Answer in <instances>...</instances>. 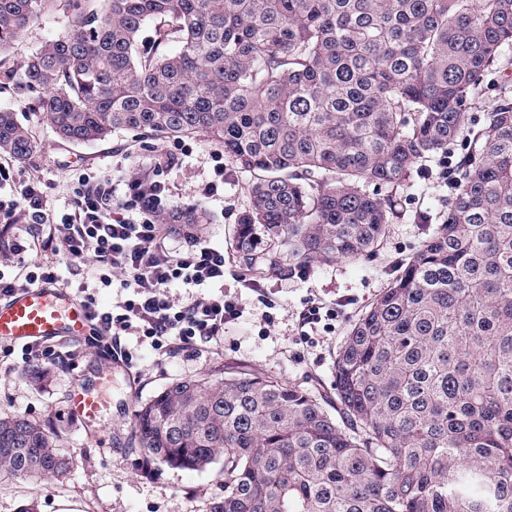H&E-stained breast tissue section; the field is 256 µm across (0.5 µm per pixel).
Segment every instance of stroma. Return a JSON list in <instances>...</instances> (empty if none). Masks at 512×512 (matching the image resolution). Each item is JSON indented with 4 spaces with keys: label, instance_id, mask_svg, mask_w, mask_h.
I'll use <instances>...</instances> for the list:
<instances>
[{
    "label": "stroma",
    "instance_id": "35a3bbf8",
    "mask_svg": "<svg viewBox=\"0 0 512 512\" xmlns=\"http://www.w3.org/2000/svg\"><path fill=\"white\" fill-rule=\"evenodd\" d=\"M92 7L91 0H48L39 19L8 51L0 53V73H21L33 52L68 30ZM488 87L472 101L469 111L482 119L500 93H512V46L505 47ZM39 95L11 84H0V110L15 112L27 126L36 148L23 162L4 158L5 193H20L37 185L56 213L71 211L80 173L111 178L113 183L134 174L152 173L159 156L172 159L162 179L170 205L196 204L208 221L195 239L173 235L172 248L184 251L198 241L224 252V292L243 308L242 317L224 328L219 343L198 353L193 349L163 352L135 336L122 337L133 354L130 368H114L85 345L83 338L63 341L71 351L67 367H55L50 378L34 383L23 369L20 351L0 342V415L22 414L40 422L74 466L60 478L31 482L0 474V512H20L34 502L38 512H207L224 494L220 466L203 471L150 469L135 447L134 411L138 404L179 380L248 370L305 389L334 401L336 355L352 324L389 283L423 241L441 227L451 194L444 174L447 164L431 158L416 160L410 181L382 189L393 197L397 212L387 226L377 252L367 258L338 259L302 270L280 271L243 287L244 271L234 248L236 224L251 209L250 173L232 161L224 163V188L203 198L199 190L214 177L222 145L198 134L160 138L117 131L87 145L65 142L54 133L38 104ZM333 311V319L314 324L304 320L308 310ZM273 323H266L265 315ZM80 386L102 387L111 400L108 413L87 422L67 409L70 393Z\"/></svg>",
    "mask_w": 512,
    "mask_h": 512
}]
</instances>
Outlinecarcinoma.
Here are the masks:
<instances>
[{"label": "carcinoma", "mask_w": 512, "mask_h": 512, "mask_svg": "<svg viewBox=\"0 0 512 512\" xmlns=\"http://www.w3.org/2000/svg\"><path fill=\"white\" fill-rule=\"evenodd\" d=\"M7 79L47 96L68 143L205 134L250 173L235 249L270 274L378 248L416 160L448 156L504 46L512 0H100ZM46 0H0V52ZM178 49L173 50L171 46ZM35 142L0 111V153ZM442 230L354 322L336 404L236 372L177 381L135 411L145 458L220 464L210 512H512V98L457 164ZM195 206L163 217L186 235ZM74 465L38 422L0 418V473Z\"/></svg>", "instance_id": "cac0c4a2"}]
</instances>
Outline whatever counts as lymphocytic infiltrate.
Returning <instances> with one entry per match:
<instances>
[{
	"mask_svg": "<svg viewBox=\"0 0 512 512\" xmlns=\"http://www.w3.org/2000/svg\"><path fill=\"white\" fill-rule=\"evenodd\" d=\"M168 188L155 175L131 176L124 193L111 181L88 173L78 178V204L60 219L36 189L21 197H0L6 226L29 225L34 248L62 256L75 271L85 272L75 292L90 312L91 344L111 354L121 337L138 335L157 349L207 347L220 339L225 325L243 310L224 293H204L190 302L176 300L172 284L206 286L224 280L223 251L197 243L176 253L166 245L172 229L161 217L169 213ZM56 265L39 261L8 275L0 270V296L48 281L59 282ZM120 284L121 295L100 306L94 286Z\"/></svg>",
	"mask_w": 512,
	"mask_h": 512,
	"instance_id": "obj_1",
	"label": "lymphocytic infiltrate"
}]
</instances>
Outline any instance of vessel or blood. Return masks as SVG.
<instances>
[{"label":"vessel or blood","mask_w":512,"mask_h":512,"mask_svg":"<svg viewBox=\"0 0 512 512\" xmlns=\"http://www.w3.org/2000/svg\"><path fill=\"white\" fill-rule=\"evenodd\" d=\"M90 330L84 305L65 287L41 283L18 291L0 302V340L19 345H34L87 335ZM108 407L104 393L77 388L69 410L81 419L99 418Z\"/></svg>","instance_id":"1"}]
</instances>
